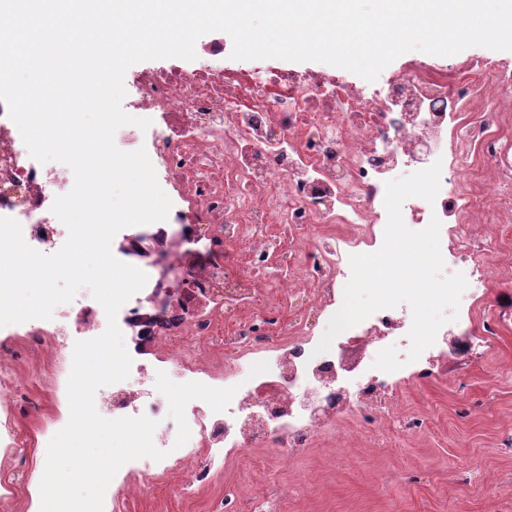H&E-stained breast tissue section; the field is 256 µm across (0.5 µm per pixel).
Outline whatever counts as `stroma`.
<instances>
[{"label": "stroma", "mask_w": 512, "mask_h": 512, "mask_svg": "<svg viewBox=\"0 0 512 512\" xmlns=\"http://www.w3.org/2000/svg\"><path fill=\"white\" fill-rule=\"evenodd\" d=\"M292 307L282 308L271 326L273 339L287 336L293 320L319 334L323 317L301 301L302 281L292 289ZM512 363V325L493 337L481 357L452 363L448 376L429 388L412 387L404 399L427 421L420 434L391 424L389 437L396 452L367 457L349 424L325 435L292 470L282 471L274 450L237 454L223 473L205 487L189 485L181 474L159 475L151 464L141 466L142 493L127 501L121 512H266L265 498L279 490L278 512H501L499 495L483 487L482 472L493 471L512 482V378L498 369ZM50 366L22 369L40 409L18 424L30 441L26 450L33 481L27 490L6 494L0 488V512H36L46 452L39 427L51 426L55 415L69 417L68 403H57L40 381ZM475 462L470 482L459 485L463 461Z\"/></svg>", "instance_id": "1"}]
</instances>
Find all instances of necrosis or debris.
I'll list each match as a JSON object with an SVG mask.
<instances>
[{"label": "necrosis or debris", "mask_w": 512, "mask_h": 512, "mask_svg": "<svg viewBox=\"0 0 512 512\" xmlns=\"http://www.w3.org/2000/svg\"><path fill=\"white\" fill-rule=\"evenodd\" d=\"M223 52V34L213 33L197 41L195 60L151 63L128 77L129 109L150 114L153 126L147 134L120 128L121 139L129 150L145 148L172 208L167 220L112 243L117 251L135 240L150 252L129 255L131 265L147 270L148 282L118 316L136 339V353L145 351L140 336L154 340L155 361L137 367L143 386L120 381L100 399L112 418L156 420L153 441L166 452L157 469L183 473L193 484L208 482L252 448L277 449L282 467H291L321 436L355 417L367 421L365 454L378 455L383 427L413 419L404 390L447 377L450 363L480 353V335L498 329L492 323L474 333L471 308H459L418 360L393 372L373 363L389 346L406 355L412 312L405 303L344 330L324 353L301 325L276 344L252 322L219 336L225 306L254 302L265 271V244L253 238L247 241L250 266L228 272L244 226H287L302 246L296 272L308 282L313 306L332 315L344 302L350 256L383 244L387 181L441 162L435 201L408 198L402 217L415 231L440 220L442 257L450 264L465 259L471 303L479 302L496 263L470 225L512 224V143L502 133V110L479 104L490 96L512 99V68L471 59L450 74L412 61L387 78L381 95L333 73L290 68L282 59L246 68ZM73 185L68 166L30 156L0 102V217L16 219L28 245L52 252L68 231L51 207ZM320 224L344 231L319 235ZM70 311L71 325L17 331L0 346V382L17 383L29 356L57 364L47 384L63 390L72 363L62 354L69 337L93 339L107 326L94 298H76ZM215 335L221 350L201 357L181 344L185 336ZM251 355L262 365L248 373L243 364ZM167 370L184 383L236 390L221 412L200 399L189 402L190 437L181 446L166 402L154 393L157 372Z\"/></svg>", "instance_id": "1"}]
</instances>
